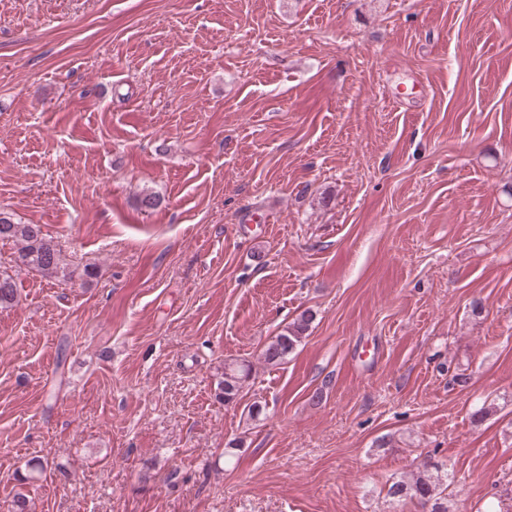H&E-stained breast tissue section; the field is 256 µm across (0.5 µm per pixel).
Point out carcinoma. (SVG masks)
<instances>
[{
	"mask_svg": "<svg viewBox=\"0 0 512 512\" xmlns=\"http://www.w3.org/2000/svg\"><path fill=\"white\" fill-rule=\"evenodd\" d=\"M0 239L17 244L16 261L42 275L53 278L63 273L61 251L54 241L43 233L38 224H17L8 216L0 215ZM17 300L16 284L8 274L0 273V306L11 305ZM309 326V317L300 319L285 328L263 352L264 361L280 365L302 341ZM250 373L244 361L224 364V379L220 382L224 402H233ZM444 475L438 463L426 458L408 480H397L388 488V495L395 501L407 499L417 502L428 512H448L445 497Z\"/></svg>",
	"mask_w": 512,
	"mask_h": 512,
	"instance_id": "carcinoma-1",
	"label": "carcinoma"
}]
</instances>
